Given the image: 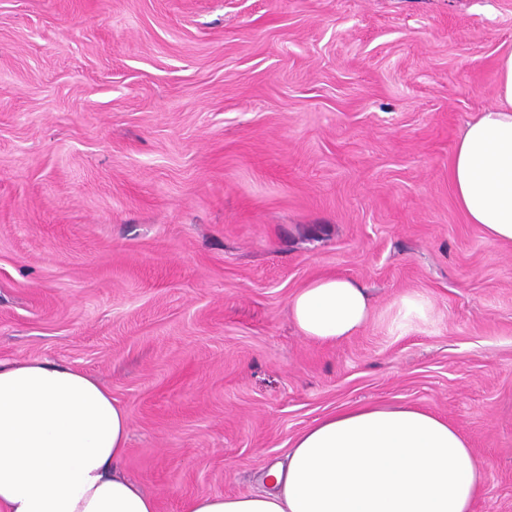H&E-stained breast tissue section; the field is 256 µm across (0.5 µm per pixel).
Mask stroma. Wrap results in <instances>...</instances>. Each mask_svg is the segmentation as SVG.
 I'll return each mask as SVG.
<instances>
[{
    "label": "stroma",
    "instance_id": "stroma-1",
    "mask_svg": "<svg viewBox=\"0 0 512 512\" xmlns=\"http://www.w3.org/2000/svg\"><path fill=\"white\" fill-rule=\"evenodd\" d=\"M509 52L512 0H0V362L107 387L157 512L364 403L448 419L512 512V246L450 175ZM324 275L373 302L334 344L288 315ZM429 302L418 294H406L396 304L395 320L407 323L416 320L427 321L430 315Z\"/></svg>",
    "mask_w": 512,
    "mask_h": 512
}]
</instances>
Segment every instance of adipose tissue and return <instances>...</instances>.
Instances as JSON below:
<instances>
[{"label": "adipose tissue", "mask_w": 512, "mask_h": 512, "mask_svg": "<svg viewBox=\"0 0 512 512\" xmlns=\"http://www.w3.org/2000/svg\"><path fill=\"white\" fill-rule=\"evenodd\" d=\"M495 103L457 140L451 181L469 223L512 244V52L497 65ZM359 282L324 276L288 313L333 344L367 324ZM131 420L93 376L47 361L0 363V512H157L123 471ZM484 462L447 419L406 405H357L303 430L284 460L243 495H200L186 512H470Z\"/></svg>", "instance_id": "1"}]
</instances>
